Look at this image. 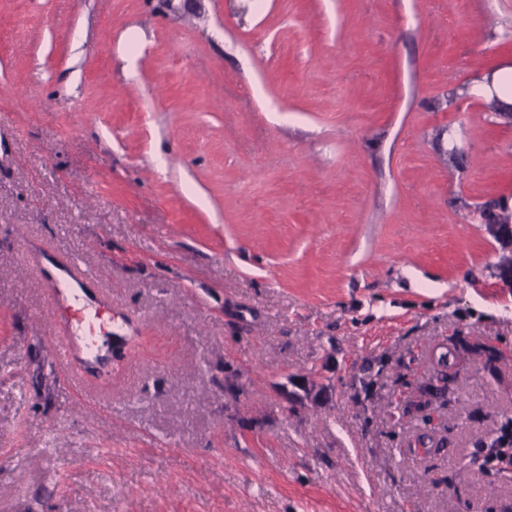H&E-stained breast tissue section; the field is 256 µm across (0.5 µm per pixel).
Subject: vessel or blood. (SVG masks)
<instances>
[{"instance_id": "vessel-or-blood-1", "label": "vessel or blood", "mask_w": 512, "mask_h": 512, "mask_svg": "<svg viewBox=\"0 0 512 512\" xmlns=\"http://www.w3.org/2000/svg\"><path fill=\"white\" fill-rule=\"evenodd\" d=\"M25 256L39 268L62 329L49 339L58 364L70 371L108 360L113 340L111 296L97 292L83 296V289L92 286L95 277L74 260L35 246L28 247Z\"/></svg>"}]
</instances>
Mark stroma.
Returning a JSON list of instances; mask_svg holds the SVG:
<instances>
[{"label": "stroma", "mask_w": 512, "mask_h": 512, "mask_svg": "<svg viewBox=\"0 0 512 512\" xmlns=\"http://www.w3.org/2000/svg\"><path fill=\"white\" fill-rule=\"evenodd\" d=\"M505 67L512 0H0V512H512ZM471 91L488 97L496 95L500 108H509L512 105V68L485 75ZM500 204V201H489L485 205L482 225L499 244L495 269L500 278L512 287V226L497 221L496 217L501 211ZM24 255L39 268L42 286L63 331L58 336H48L55 358L70 379L80 385L70 372L104 362L112 353V295L92 288L96 277L74 260L59 258L33 245ZM79 290H88L92 296H82ZM89 337L94 340L90 342Z\"/></svg>", "instance_id": "35a3bbf8"}]
</instances>
